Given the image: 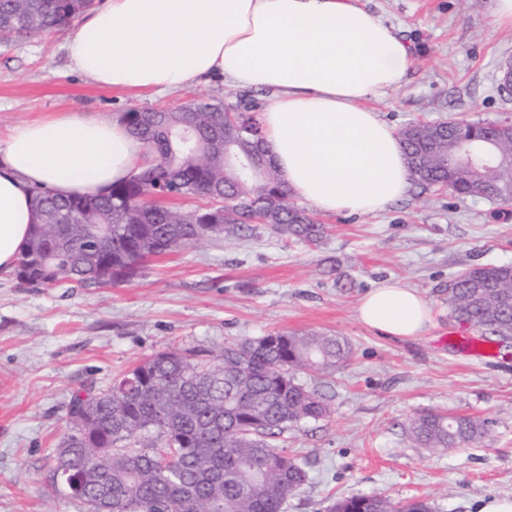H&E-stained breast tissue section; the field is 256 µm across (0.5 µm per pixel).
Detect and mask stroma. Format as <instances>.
<instances>
[{"label": "stroma", "instance_id": "1", "mask_svg": "<svg viewBox=\"0 0 512 512\" xmlns=\"http://www.w3.org/2000/svg\"><path fill=\"white\" fill-rule=\"evenodd\" d=\"M414 46L404 83L373 102L394 128L448 117L512 119L498 66L512 58V28L492 19L495 0H362ZM72 25L0 43V132L56 112L119 119L130 109L174 108L196 99L236 103L239 89L210 77L176 91L112 89L75 72ZM448 191L408 195L361 216L318 214V245L256 226L150 263L117 287L28 288L0 271V512H82L46 474L68 429L72 395L176 346L219 352L276 332L347 339L351 359L329 376L299 372L331 404L278 440L308 473L285 512H328L333 499L383 493L423 497L438 512H477L512 497V353L484 357L476 331L451 317L449 277L474 266L512 264V206ZM397 280L429 303L432 321L412 338L380 335L356 307ZM436 410L484 419L479 443L450 450L413 444L408 418Z\"/></svg>", "mask_w": 512, "mask_h": 512}]
</instances>
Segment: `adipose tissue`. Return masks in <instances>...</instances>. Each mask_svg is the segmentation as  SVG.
I'll list each match as a JSON object with an SVG mask.
<instances>
[{"instance_id":"adipose-tissue-1","label":"adipose tissue","mask_w":512,"mask_h":512,"mask_svg":"<svg viewBox=\"0 0 512 512\" xmlns=\"http://www.w3.org/2000/svg\"><path fill=\"white\" fill-rule=\"evenodd\" d=\"M71 67L115 89L177 90L210 77L268 91L263 147L300 198L325 214L380 212L410 190L395 129L369 102L401 86L413 57L359 0H105L67 42ZM150 157L119 122L71 112L0 138V271L35 222L32 190L102 195ZM362 323L413 337L431 322L414 289L386 282L360 298Z\"/></svg>"}]
</instances>
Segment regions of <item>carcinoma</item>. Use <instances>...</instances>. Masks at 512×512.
<instances>
[{
	"label": "carcinoma",
	"mask_w": 512,
	"mask_h": 512,
	"mask_svg": "<svg viewBox=\"0 0 512 512\" xmlns=\"http://www.w3.org/2000/svg\"><path fill=\"white\" fill-rule=\"evenodd\" d=\"M94 6V0H0V42L30 37L65 25ZM243 135L254 148L263 143L260 104L242 101ZM126 123L146 143L152 165L112 185L99 196L60 198L38 187L33 199L38 222L17 260V280L34 288H102L133 282L152 260L216 236L252 229L242 207L265 209L276 234L311 245L324 227L290 201V189L274 164L262 181L224 165V103L193 100L155 113L152 130L138 110ZM192 118L196 138L177 137ZM412 184L423 191L442 186L462 197L512 205V166L491 171L449 165L459 143L493 140L495 152L512 159V124L450 120L412 122L399 130ZM171 198L224 194L227 206L212 205L214 223L147 201L158 189ZM448 309L488 342L512 340V264L471 267L452 276ZM352 356L348 341L314 333H275L232 343L214 356L172 348L113 379L105 389L73 394L67 410L71 466L87 472L74 500L88 512L106 499L109 512H283L289 497L307 482V472L276 444L305 420L330 415L324 394L296 376L310 370L331 375ZM414 444L460 448L480 442L486 422L475 416L429 411L406 423ZM329 512H437L425 498L395 500L384 494L352 495L333 501Z\"/></svg>",
	"instance_id": "1"
}]
</instances>
